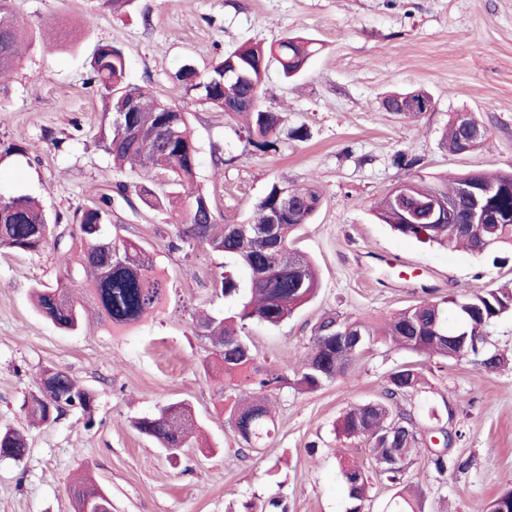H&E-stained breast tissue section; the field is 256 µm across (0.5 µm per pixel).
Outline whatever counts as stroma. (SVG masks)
Returning <instances> with one entry per match:
<instances>
[{
    "label": "stroma",
    "instance_id": "35a3bbf8",
    "mask_svg": "<svg viewBox=\"0 0 512 512\" xmlns=\"http://www.w3.org/2000/svg\"><path fill=\"white\" fill-rule=\"evenodd\" d=\"M14 8L31 33L50 26L56 36L36 43L5 79L0 194L36 197L65 226L98 191L135 182L92 140L102 103L89 60L101 42L124 49L131 82L188 110L197 182L225 223L248 222L272 184L318 188L321 207L296 246L316 263L321 289L279 327L247 324L260 364L292 373L325 313L378 323L422 300L512 280V261L497 265L489 255L398 235L373 211L405 182L512 169V0H134L120 12L102 0H14ZM287 36L321 49L292 81L270 64L262 105L280 113L283 129L305 127V140L283 136L258 150L239 121L195 104L176 78L182 65L204 74L225 53ZM398 90L428 92L432 110L410 120L387 111L385 97ZM457 112L488 130L483 146L459 155L442 143ZM218 155L224 166H215ZM162 220L119 197L112 204L122 236L154 250L170 279L161 311L128 330L93 322L61 331L29 298L31 287L59 281L57 251L0 250V425L23 429L28 442L22 462L0 460V512H74L68 487L87 473L111 496L112 512H239L243 502L276 493L288 512H350L340 458L371 472L376 464L363 443L337 436L336 422L348 408L381 399L405 363L422 367L427 384L400 407L453 434L451 453L467 462L442 483L426 455L414 457L404 483L415 512H488L492 498L512 488V314L487 329V352L507 355L497 370L378 344L352 375L316 392H275L272 437L238 455L194 328L197 312L224 308L207 287L222 258L170 249L155 234ZM48 367L94 393L92 416L73 409L28 425L23 397ZM170 401L187 403L203 431L202 447L174 459L131 425Z\"/></svg>",
    "mask_w": 512,
    "mask_h": 512
}]
</instances>
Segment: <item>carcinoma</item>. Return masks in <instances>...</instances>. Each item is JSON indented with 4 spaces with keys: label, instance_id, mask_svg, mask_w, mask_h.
Returning <instances> with one entry per match:
<instances>
[{
    "label": "carcinoma",
    "instance_id": "carcinoma-1",
    "mask_svg": "<svg viewBox=\"0 0 512 512\" xmlns=\"http://www.w3.org/2000/svg\"><path fill=\"white\" fill-rule=\"evenodd\" d=\"M31 45L26 26L17 18L12 0H0V74L16 68L22 60L21 48ZM319 51L311 39L287 38L270 46L254 45L224 55L203 77L204 87L192 97L213 109L224 111V98L244 102L234 112L247 120V141L259 150L276 145L281 133V117L261 106L264 78L252 68L244 78L220 90L208 81L222 79L224 70L242 58L263 57L278 63L287 79L298 74L308 59ZM105 102L103 119L93 139L97 147L112 158L119 169L141 178L131 185L137 197L149 208L166 215L157 234L172 232L188 247L187 254L203 247L224 255L223 271L215 273L213 294L232 301L218 314H205L196 320L197 335L207 342L205 366L217 370L222 382L216 389L219 402L228 411L227 421L240 438V453L263 447L275 429L271 403L266 393L292 387L310 393L339 377L349 375L361 355L381 343L439 360H472L485 370L498 368L499 355L484 357L486 330L497 319L512 313V281L461 298L422 300L386 319L379 326L370 320H350L338 315L323 317L314 327L310 346L293 371V379L273 367L257 363L251 343L242 334L245 322L256 321L276 327L287 321L319 290L318 272L312 261L294 247L297 232L316 215L322 197L314 186L290 188L273 184L254 206V218L245 224L253 234L235 232V225L223 224L210 197L196 189L198 149L189 127L188 113H181L168 141L160 145L153 138L168 117L171 104L159 100L126 77V54L111 44L98 45L90 61V77ZM136 111L125 112L129 100ZM467 114L452 116L445 134V145L452 154L468 153L486 140L484 135H469ZM159 174L168 178L175 191L162 197L148 187L147 180ZM466 184H492L495 191L487 199L493 219L462 232L454 224L409 222L407 211L415 210L428 197L452 202L459 223H468L470 201L463 192ZM130 185L119 182L115 192L127 198ZM285 191L296 208L273 223L279 192ZM69 238L54 234L46 211L25 194H0V249L38 254L49 246L59 251L63 278L77 273L81 288L32 289L36 310L61 330L82 328L90 302L100 324L111 330L128 329L160 309L165 297L166 279L161 275L154 252L139 241L118 234L120 225L112 223V195L104 193L99 203L76 212ZM377 218L401 235L437 244L454 243L477 253L499 254L512 250V171H475L451 182L423 177L403 184V194L393 191L377 207ZM246 274L240 282L236 272ZM457 331L466 337L464 347L448 345L446 336ZM48 389L25 401L31 421L44 424L56 421L69 409L90 417L95 398L64 369L44 370ZM422 369L409 365L395 369L384 389V399L350 407L338 423V432L347 439L361 440L369 448L379 476L391 484L404 478L413 455L423 451L442 481L448 468L461 469L465 462L445 448L419 449L421 427L415 418L394 412L397 400L419 391ZM143 435L155 440L171 455L189 447L195 423L189 406L171 402L134 422ZM27 453L24 436L11 426L0 427V457L20 461ZM340 478L349 499L351 512H362L370 488V477L355 461L339 462ZM88 490L69 487L74 512H92L106 496L89 477L76 481Z\"/></svg>",
    "mask_w": 512,
    "mask_h": 512
}]
</instances>
